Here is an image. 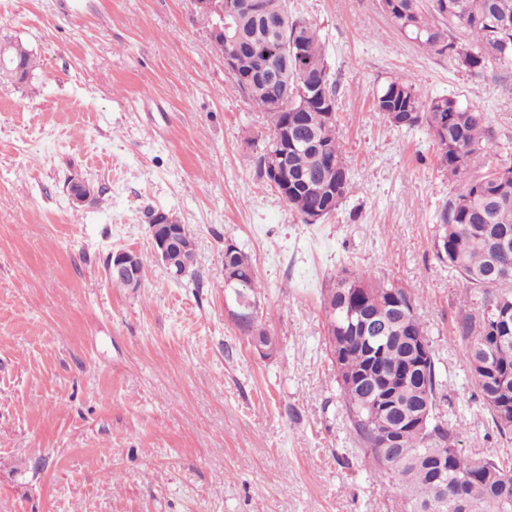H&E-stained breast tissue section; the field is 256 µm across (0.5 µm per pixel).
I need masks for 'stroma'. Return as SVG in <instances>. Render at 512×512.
Segmentation results:
<instances>
[{"instance_id": "35a3bbf8", "label": "stroma", "mask_w": 512, "mask_h": 512, "mask_svg": "<svg viewBox=\"0 0 512 512\" xmlns=\"http://www.w3.org/2000/svg\"><path fill=\"white\" fill-rule=\"evenodd\" d=\"M337 82L353 188L303 223L256 172L267 113L231 81L193 0H0L36 65L0 77V512H403L342 411L324 297L349 272L417 294L442 382L436 410L471 456L512 462L458 324L481 292L437 255L460 181L425 128L373 108L392 77L489 117L512 154V77L404 40L379 0H288ZM95 189L73 203L72 177ZM186 224L192 275L154 257L147 211ZM251 259L275 350L236 324L224 243ZM136 251L145 286L110 283ZM138 254L130 250L113 252L108 260V279L113 285L129 287L137 272Z\"/></svg>"}]
</instances>
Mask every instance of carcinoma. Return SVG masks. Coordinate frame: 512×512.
<instances>
[{
    "mask_svg": "<svg viewBox=\"0 0 512 512\" xmlns=\"http://www.w3.org/2000/svg\"><path fill=\"white\" fill-rule=\"evenodd\" d=\"M383 12L407 41L437 54L450 52L471 73L495 77L501 67L512 66V0H380ZM261 10L244 4L238 12L239 54L237 69L230 75L238 90L261 107L277 100L280 107L269 109L272 134L256 158L258 177L271 182L267 164L281 151L285 134L288 191L285 202L299 216L318 207L332 213L349 193L351 174L336 135V120L328 114L336 109V82L328 70L323 44L316 28L303 18L288 14L287 0H260ZM5 57L12 60L8 73L16 82H25L33 69L32 54L20 43L5 40ZM286 44L288 59L271 50ZM376 110L397 128L425 126L438 146V163L453 177L464 179L463 187L448 199L440 213L436 234L438 253L452 264L473 287L491 292L486 312L481 317L466 316L458 327L471 338L467 355L483 402L500 434L512 428L500 424L498 410L491 402L488 368L509 375L506 386L496 390L497 400L512 402V337L493 348L486 347L484 336L491 312L512 316V248L498 251L499 240H512V161L502 160L486 166V159L498 155L499 143L488 124L487 113L463 107L449 95L426 98L407 77L390 79L378 91ZM336 194H331V187ZM182 239L190 244L178 255L177 265H194L193 238L187 225L170 217ZM224 266L231 276L244 283V297L256 302L259 288L253 266L242 250L224 255ZM418 298L404 287L384 285L366 275L337 278L325 298L328 330L340 336L360 331L357 314L383 313L392 322L390 343L383 362L391 373L399 372L410 361L408 345L400 333L427 336L415 309ZM241 329L251 339L270 340L253 317ZM366 358L349 351L346 367L338 368L341 377L364 369ZM440 375L431 361L416 384L397 385L396 406L388 420L404 429L402 446L378 453L377 424L371 418L370 391L364 388L341 389V407L366 462L374 473L399 485L405 512H512V498L503 499L495 485L509 479L512 466L488 457H470L457 447L459 431L435 419L427 432L409 427L405 420L427 404L437 403ZM459 484L463 495L450 497L439 506L436 488Z\"/></svg>",
    "mask_w": 512,
    "mask_h": 512,
    "instance_id": "carcinoma-1",
    "label": "carcinoma"
}]
</instances>
